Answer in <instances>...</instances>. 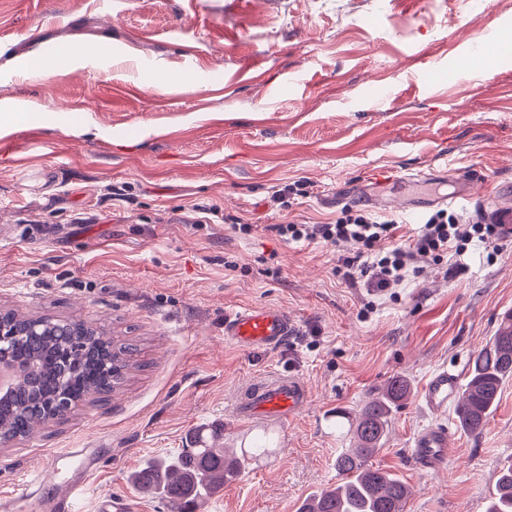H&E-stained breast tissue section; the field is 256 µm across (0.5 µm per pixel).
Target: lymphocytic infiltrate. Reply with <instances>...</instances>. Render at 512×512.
<instances>
[{
	"instance_id": "f902f5d3",
	"label": "lymphocytic infiltrate",
	"mask_w": 512,
	"mask_h": 512,
	"mask_svg": "<svg viewBox=\"0 0 512 512\" xmlns=\"http://www.w3.org/2000/svg\"><path fill=\"white\" fill-rule=\"evenodd\" d=\"M277 235L294 243L349 245L351 255L339 256L334 269L344 282L366 290L364 313H372L376 299L402 287L419 274L423 265L445 268L449 277L463 276L465 258L476 246H483L487 260L500 253L504 225L477 216L465 221L457 214L440 209L409 234L399 232L397 220L374 215L362 209H345L331 224H278Z\"/></svg>"
}]
</instances>
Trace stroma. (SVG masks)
<instances>
[{"instance_id":"obj_1","label":"stroma","mask_w":512,"mask_h":512,"mask_svg":"<svg viewBox=\"0 0 512 512\" xmlns=\"http://www.w3.org/2000/svg\"><path fill=\"white\" fill-rule=\"evenodd\" d=\"M511 34L512 0H0V114L25 117L0 124V307L137 346L121 393L0 447V493L51 452L98 448L78 512L102 494L166 512L130 471L197 430L230 448L266 432L276 454L205 512H297L336 480L349 445L336 411L402 375L413 392L373 465L407 482V512H485L512 460V380L478 435L418 393L438 368L466 372L512 310V235L497 260L474 251L466 276L425 267L365 318L364 288L333 273L339 248L270 227L354 205L399 215V178L419 172L428 210L512 207V55L463 67L473 40ZM460 172L467 205L450 198ZM261 305L287 310L293 336L226 341L225 313ZM277 374L304 382L305 406L285 426L241 417L242 393ZM434 424L448 427L437 473L409 455Z\"/></svg>"}]
</instances>
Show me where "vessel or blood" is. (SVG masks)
Here are the masks:
<instances>
[{"label": "vessel or blood", "mask_w": 512, "mask_h": 512, "mask_svg": "<svg viewBox=\"0 0 512 512\" xmlns=\"http://www.w3.org/2000/svg\"><path fill=\"white\" fill-rule=\"evenodd\" d=\"M294 331L287 311L272 308H248L227 313L224 317V338L238 346L273 348L281 345ZM459 393L457 374L440 369L426 382L420 392L422 406L431 412L447 410ZM307 390L300 379L278 377L253 386L239 401L243 417L285 423L304 406ZM415 463L422 469L437 471L448 463V428L437 424L424 429L415 439L412 450ZM100 457L93 448H67L48 455L35 466L24 482L13 492L0 496V504L9 506L28 497L29 487L41 484L44 474H52L62 491L51 501V512H77L80 494L97 472Z\"/></svg>", "instance_id": "vessel-or-blood-1"}]
</instances>
